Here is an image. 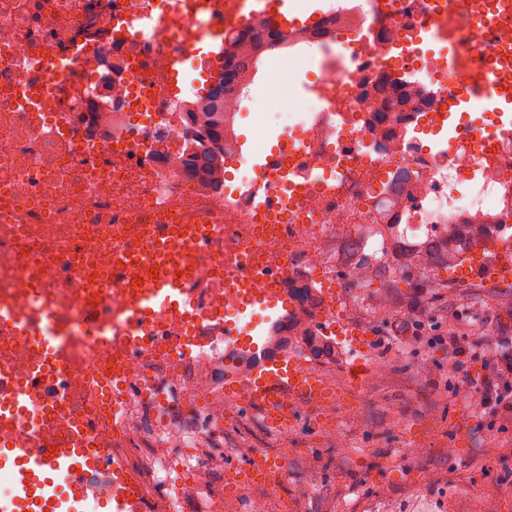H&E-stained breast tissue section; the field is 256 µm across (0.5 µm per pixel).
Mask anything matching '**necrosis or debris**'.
<instances>
[{
	"mask_svg": "<svg viewBox=\"0 0 512 512\" xmlns=\"http://www.w3.org/2000/svg\"><path fill=\"white\" fill-rule=\"evenodd\" d=\"M225 0H0V299L48 308L69 331L74 370L63 418L100 415L86 379L122 361L132 388L112 428V452L137 480L144 512H306L305 498L281 503L288 470L255 480L236 470L215 485L225 453L198 448L250 410L247 393L225 391L215 374L232 360L242 374L280 358L335 386L311 349L336 340L324 286L337 288L345 313L373 324L393 311L360 296L373 269L423 272L432 252L500 239L512 223V133L474 139L470 114L449 104L409 44L428 24V0H348L322 17L321 30H291L272 47L244 38L263 28L238 23ZM467 62L491 63L512 48V22L486 25L435 0ZM253 58L244 86L224 97V156L236 160L234 185L217 192L185 167L201 149L184 112L193 74L220 71L225 47ZM318 49V82L334 93L319 109L292 113L303 142L273 161L270 204L258 210L241 159L239 129L272 132L270 105ZM220 224L224 234L193 255L202 289L194 318L159 312L131 337L107 344L80 329L83 290L65 269L31 263L26 250L111 256L135 228L169 217ZM252 276L255 291L287 300L259 322L239 312L237 290L217 282ZM150 424L158 453L141 462L134 435Z\"/></svg>",
	"mask_w": 512,
	"mask_h": 512,
	"instance_id": "obj_1",
	"label": "necrosis or debris"
}]
</instances>
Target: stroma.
Returning a JSON list of instances; mask_svg holds the SVG:
<instances>
[{
    "label": "stroma",
    "instance_id": "obj_1",
    "mask_svg": "<svg viewBox=\"0 0 512 512\" xmlns=\"http://www.w3.org/2000/svg\"><path fill=\"white\" fill-rule=\"evenodd\" d=\"M408 334L374 328L368 362L388 359L377 385L357 391L355 427H337L336 444L312 448L308 419L288 444L269 438L252 416L203 440L206 448L236 441L287 457L282 498L308 493V512H351L357 497L381 492L395 512H420L409 496L413 484L433 483L456 512H512V421L469 405L473 384L493 369L476 354V343L512 350V288H423L414 298L387 291ZM465 335L464 352L448 338L449 321Z\"/></svg>",
    "mask_w": 512,
    "mask_h": 512
}]
</instances>
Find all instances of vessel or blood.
I'll list each match as a JSON object with an SVG mask.
<instances>
[{
    "label": "vessel or blood",
    "instance_id": "1",
    "mask_svg": "<svg viewBox=\"0 0 512 512\" xmlns=\"http://www.w3.org/2000/svg\"><path fill=\"white\" fill-rule=\"evenodd\" d=\"M445 62L448 79L457 95V109L504 114L512 112V92L500 83L494 66L461 69L456 54ZM220 225L149 224L140 246L118 254L111 277L130 283L131 303L125 317L133 324L161 310L179 311L191 303L197 283L186 258L188 251L218 234ZM485 248L468 253L454 272L461 282H495L512 278V247L495 248L486 260ZM162 267L159 277H139L140 269ZM141 285H134V278ZM81 327L92 341L106 340L112 327L100 320L92 298L83 301ZM0 332L36 342L41 357L26 372L0 364V473L12 483L10 498H0V512H143L134 482L112 457L111 443L103 441L94 423L71 421L65 438L53 433L63 400L66 341L48 309H21L16 302L0 301ZM249 388L254 404L274 424L290 423L285 398L295 394L323 404L332 397L314 373L304 371L299 359L266 364L242 378L224 372V388ZM38 412H31V405Z\"/></svg>",
    "mask_w": 512,
    "mask_h": 512
}]
</instances>
